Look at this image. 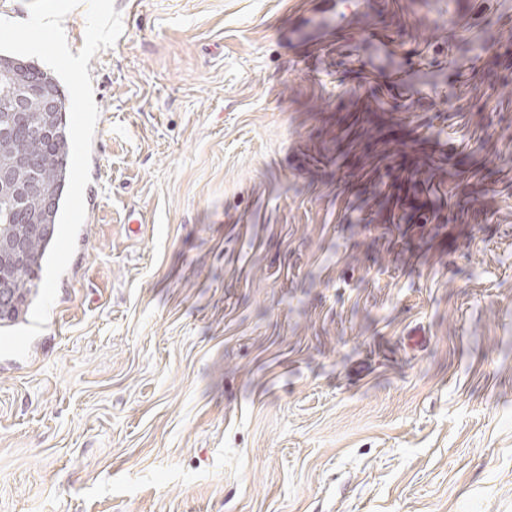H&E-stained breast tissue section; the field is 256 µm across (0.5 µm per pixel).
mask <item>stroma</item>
Returning a JSON list of instances; mask_svg holds the SVG:
<instances>
[{
    "label": "stroma",
    "instance_id": "35a3bbf8",
    "mask_svg": "<svg viewBox=\"0 0 512 512\" xmlns=\"http://www.w3.org/2000/svg\"><path fill=\"white\" fill-rule=\"evenodd\" d=\"M455 2L114 0L0 512H512V0Z\"/></svg>",
    "mask_w": 512,
    "mask_h": 512
}]
</instances>
